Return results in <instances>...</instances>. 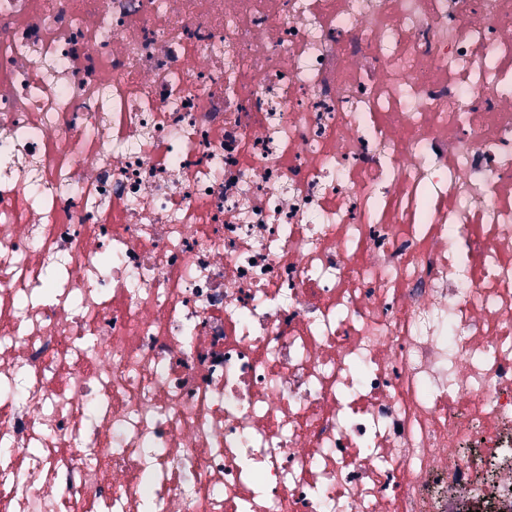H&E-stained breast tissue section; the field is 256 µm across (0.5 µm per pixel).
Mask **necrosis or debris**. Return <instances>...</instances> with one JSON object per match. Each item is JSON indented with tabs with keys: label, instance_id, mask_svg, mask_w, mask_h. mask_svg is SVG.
Returning a JSON list of instances; mask_svg holds the SVG:
<instances>
[{
	"label": "necrosis or debris",
	"instance_id": "1",
	"mask_svg": "<svg viewBox=\"0 0 512 512\" xmlns=\"http://www.w3.org/2000/svg\"><path fill=\"white\" fill-rule=\"evenodd\" d=\"M0 512H512V0H0Z\"/></svg>",
	"mask_w": 512,
	"mask_h": 512
}]
</instances>
